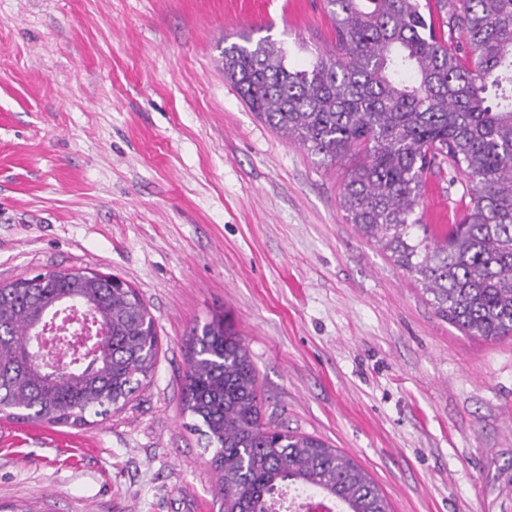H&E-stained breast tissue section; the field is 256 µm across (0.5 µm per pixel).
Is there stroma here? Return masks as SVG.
Listing matches in <instances>:
<instances>
[{"mask_svg":"<svg viewBox=\"0 0 512 512\" xmlns=\"http://www.w3.org/2000/svg\"><path fill=\"white\" fill-rule=\"evenodd\" d=\"M331 48L321 0H0V283L87 270L135 288L159 352L124 409L0 417V512H219L184 412L189 331L227 313L265 419L362 466L394 512H512V337L437 316L347 223L320 164L224 77V39ZM464 178L426 175L427 224Z\"/></svg>","mask_w":512,"mask_h":512,"instance_id":"1","label":"stroma"}]
</instances>
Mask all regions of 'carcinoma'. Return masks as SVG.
Here are the masks:
<instances>
[{
	"label": "carcinoma",
	"mask_w": 512,
	"mask_h": 512,
	"mask_svg": "<svg viewBox=\"0 0 512 512\" xmlns=\"http://www.w3.org/2000/svg\"><path fill=\"white\" fill-rule=\"evenodd\" d=\"M335 38L303 67L249 33L224 47V76L277 133L333 164L349 156L341 206L359 235L469 336L512 337V0H322ZM465 177L460 223L416 213L434 166ZM76 296L107 331L93 365L57 377L33 358L32 328ZM159 340L146 303L94 271L0 284V412L66 424L123 409L151 379ZM184 410L205 426L221 512H272L286 485L343 512H391L355 461L325 441L263 422L255 369L234 325L191 330Z\"/></svg>",
	"instance_id": "carcinoma-1"
}]
</instances>
